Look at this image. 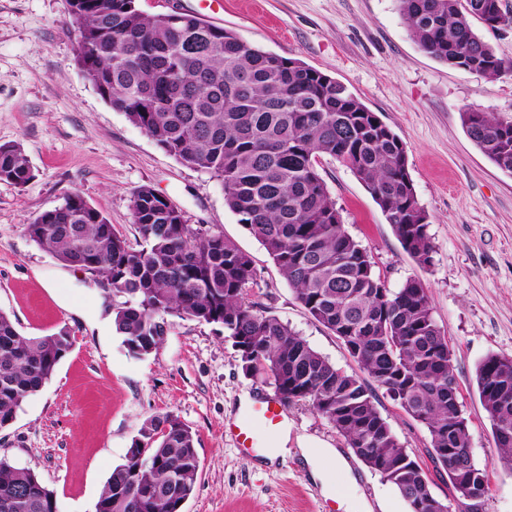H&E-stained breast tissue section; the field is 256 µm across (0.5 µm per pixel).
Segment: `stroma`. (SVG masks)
<instances>
[{
	"label": "stroma",
	"instance_id": "35a3bbf8",
	"mask_svg": "<svg viewBox=\"0 0 512 512\" xmlns=\"http://www.w3.org/2000/svg\"><path fill=\"white\" fill-rule=\"evenodd\" d=\"M147 15H196L250 46L301 60L334 77L404 142L417 198L429 216L432 261L419 266L401 247L364 185L323 157L319 171L345 231L366 248L391 289L425 285L432 315L448 338L459 402L475 463L486 468L484 512H512V468L495 455L491 423L476 385L489 355L512 358V173L469 139L464 108L512 121V76L490 79L423 53L397 0H136ZM77 33L65 0H0V144L16 143L31 170L21 187L0 182V311L25 335L67 330L71 350L53 376L0 429V456L35 470L54 490L58 512H95L113 468L152 417L171 414L196 434L200 461L183 512H409L397 489L369 469L326 418L288 409L292 442L257 430L276 458L244 457L224 424L240 398L274 394L271 380L246 375L219 327L168 319L161 347L129 352L112 307L91 274L62 264L32 242L26 224L80 193L113 229L136 236L131 199L150 186L197 229L223 234L257 270L251 299L337 367L356 365L341 341L313 320L262 244L224 203L221 183L162 150L113 110L76 63ZM376 406L400 443L429 471L438 497L448 478L428 456L429 434L384 393ZM311 444L302 452L295 442ZM336 449L347 472L324 456ZM328 472L329 485L313 469Z\"/></svg>",
	"mask_w": 512,
	"mask_h": 512
}]
</instances>
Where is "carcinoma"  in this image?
Masks as SVG:
<instances>
[{
	"label": "carcinoma",
	"instance_id": "cac0c4a2",
	"mask_svg": "<svg viewBox=\"0 0 512 512\" xmlns=\"http://www.w3.org/2000/svg\"><path fill=\"white\" fill-rule=\"evenodd\" d=\"M491 0H398L422 52L452 67L496 79L512 71L473 29L489 23ZM78 32L76 60L112 109L183 164L220 180L224 201L260 241L307 313L333 332L359 372L347 373L288 324L249 300L252 258L220 233L204 234L149 186L132 195L136 245L75 193L26 224L29 238L105 286L116 332L135 355L163 344L167 317L222 328L247 375L273 381L285 405L327 418L354 454L395 486L409 512H467L486 497V471L467 455L469 429L457 397L452 350L432 316L427 288L409 279L393 292L368 252L343 228L318 171L322 156L366 187L404 251L431 263L428 215L419 204L400 137L345 85L298 59L263 51L193 14L149 16L136 0H67ZM473 144L512 172V121L465 109ZM31 167L18 144H0V181L22 187ZM72 347L68 332H19L0 311V428L52 377ZM481 404L498 460L512 468V359L491 355L477 367ZM430 436L436 466L447 469L452 498L398 441L376 405L374 388ZM199 459L195 433L165 414L150 419L116 466L95 512H182ZM0 512H57V501L29 467L0 457Z\"/></svg>",
	"mask_w": 512,
	"mask_h": 512
}]
</instances>
